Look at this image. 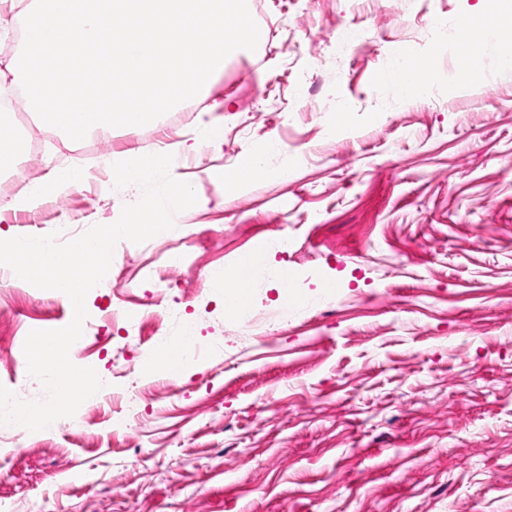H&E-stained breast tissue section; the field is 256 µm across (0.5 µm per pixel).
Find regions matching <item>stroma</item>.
Listing matches in <instances>:
<instances>
[{
	"mask_svg": "<svg viewBox=\"0 0 512 512\" xmlns=\"http://www.w3.org/2000/svg\"><path fill=\"white\" fill-rule=\"evenodd\" d=\"M30 2L0 0V71L22 51ZM247 3L263 40L206 94L80 142L36 124L38 165L0 163L6 201L23 176L55 180L62 160L81 175L31 209L0 204L5 239L116 222L141 195L114 186L132 150L169 148L172 177L197 194L166 234L116 245L85 301L101 333L71 357L97 371L103 397L80 429L0 454V512H512V74L491 54L480 82L457 84L458 53L425 30L496 0ZM362 17L368 43L336 60L329 36ZM399 44L432 58L415 102L374 81ZM204 112L220 135L200 126ZM254 150L260 175L225 193ZM260 237L271 243L244 324L210 274L233 272ZM149 268L170 282L164 301ZM116 308L140 318L111 321ZM72 316L55 291L5 277L0 384L45 399L24 342ZM186 324L203 359L141 376L139 361Z\"/></svg>",
	"mask_w": 512,
	"mask_h": 512,
	"instance_id": "35a3bbf8",
	"label": "stroma"
}]
</instances>
